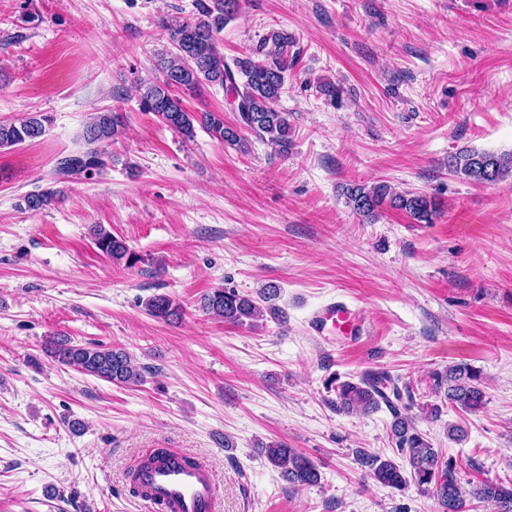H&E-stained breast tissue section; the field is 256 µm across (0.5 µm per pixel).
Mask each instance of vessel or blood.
Returning <instances> with one entry per match:
<instances>
[{
  "instance_id": "1",
  "label": "vessel or blood",
  "mask_w": 512,
  "mask_h": 512,
  "mask_svg": "<svg viewBox=\"0 0 512 512\" xmlns=\"http://www.w3.org/2000/svg\"><path fill=\"white\" fill-rule=\"evenodd\" d=\"M367 326L364 308L342 299L328 302L308 321V331L323 336L338 331L361 335ZM151 512H220L219 484L211 468L188 464L181 455L168 454L152 461L134 475Z\"/></svg>"
}]
</instances>
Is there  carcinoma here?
<instances>
[{"label": "carcinoma", "instance_id": "cac0c4a2", "mask_svg": "<svg viewBox=\"0 0 512 512\" xmlns=\"http://www.w3.org/2000/svg\"><path fill=\"white\" fill-rule=\"evenodd\" d=\"M195 7L196 17L192 20L162 22L168 32V45L156 53L155 67L160 77L140 86L146 108L185 141L195 138L198 125L218 140L240 149L247 146L242 135L245 130L283 152L288 151L291 143L288 113L277 111L274 103L285 89L288 48L293 46V39L286 33H273L268 40L274 49L266 52L262 44L255 50L264 54V60L256 61L250 55L228 60L221 51L218 34L224 29L225 21L237 12L239 0H195ZM204 84L218 85L234 97L235 125H225L219 113L187 111L174 94L176 89H195ZM47 121V116L38 114L15 122H0V149L41 137ZM124 126L120 112L95 113L83 134L85 149L60 159L58 175L64 179L81 175L90 179L101 173L105 166L103 147L117 139ZM448 167L462 179L495 183L512 176V152L462 149L451 155ZM344 196L353 211L370 223L378 218V207L385 202L408 213L420 224L433 223L438 213L434 199L411 191L396 192L385 182L370 187L349 185L344 189ZM58 199L59 191L48 189L27 195L25 205L30 211H38ZM93 239L96 248L114 261L128 255L125 241L100 225L93 229ZM277 294L278 288L272 284L254 296L231 288H217L203 297L202 308L228 323L250 325L267 312L276 313L269 302ZM145 306L150 315L166 322L181 315V307L166 295L149 298ZM49 350L59 364L110 383L137 384L143 379L141 370L123 349L74 346L65 340H54L49 343ZM433 380L436 388H446L448 402L464 411L477 412L486 405L480 378L466 365L450 366L445 373L434 374ZM325 386L335 391L339 412L368 415L385 406L392 415V440L405 456L407 465L359 451L357 462L370 479L399 491L412 483L420 492L436 498L440 512H469L473 500L490 502L497 512H512V486L493 481L471 483L467 489L461 485L455 461L451 457L442 459L439 450L417 429L407 414L409 406L401 404V392L388 373L368 371L356 381L343 382L331 377ZM265 453L289 484L297 487L319 484L318 468L297 450L273 443L265 447Z\"/></svg>", "mask_w": 512, "mask_h": 512}]
</instances>
